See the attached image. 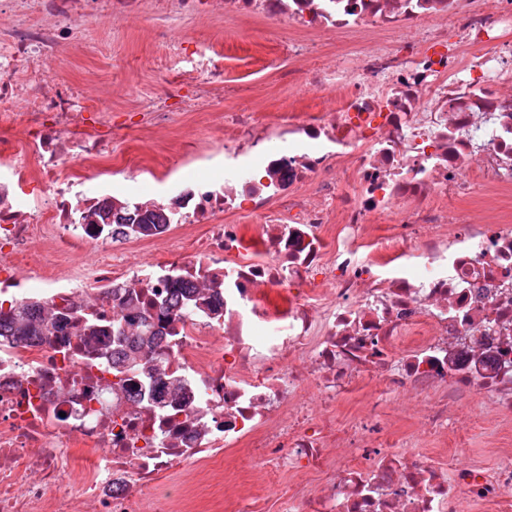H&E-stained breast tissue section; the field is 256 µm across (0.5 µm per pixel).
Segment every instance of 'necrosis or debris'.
<instances>
[{
  "label": "necrosis or debris",
  "mask_w": 512,
  "mask_h": 512,
  "mask_svg": "<svg viewBox=\"0 0 512 512\" xmlns=\"http://www.w3.org/2000/svg\"><path fill=\"white\" fill-rule=\"evenodd\" d=\"M148 7L277 20L325 107L232 113L223 184L175 183L145 233L64 175L112 138L44 67L84 17ZM316 34L348 40L327 73ZM169 52L147 128L224 100L211 40ZM39 224L53 258L106 261L45 273ZM185 280L208 308L159 318ZM33 302L63 321L0 340V512H196L231 465L226 512H512V446L454 462L459 406L512 429V0H0V312ZM133 306L162 336L116 367Z\"/></svg>",
  "instance_id": "4bbe7bcc"
}]
</instances>
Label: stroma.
<instances>
[{
    "label": "stroma",
    "instance_id": "stroma-1",
    "mask_svg": "<svg viewBox=\"0 0 512 512\" xmlns=\"http://www.w3.org/2000/svg\"><path fill=\"white\" fill-rule=\"evenodd\" d=\"M87 38L67 54L58 77L80 82L93 78L116 123L128 121L130 110L156 92L168 76L161 64L158 31L168 38H207L224 53V79L229 89L222 104L210 109L171 114L162 128L128 133L112 145L107 166L122 193L142 192L152 174H166L184 160L193 143L209 137L225 114L242 103L266 112H310V98H297L288 74V59L268 20L229 21L221 16L169 17L144 10L137 18L118 23L101 16L82 21Z\"/></svg>",
    "mask_w": 512,
    "mask_h": 512
}]
</instances>
